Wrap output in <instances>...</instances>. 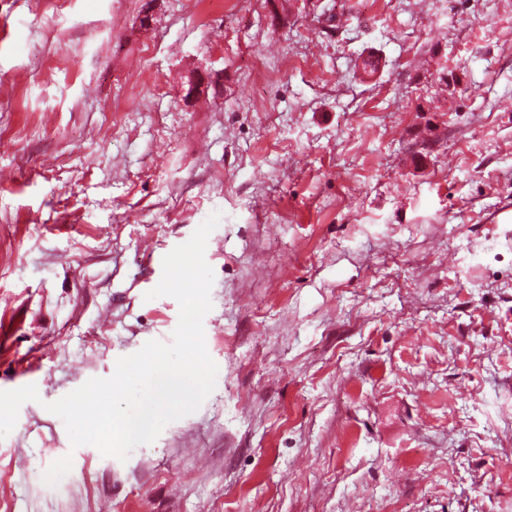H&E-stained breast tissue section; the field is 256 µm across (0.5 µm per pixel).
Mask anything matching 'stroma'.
Segmentation results:
<instances>
[{
    "label": "stroma",
    "mask_w": 512,
    "mask_h": 512,
    "mask_svg": "<svg viewBox=\"0 0 512 512\" xmlns=\"http://www.w3.org/2000/svg\"><path fill=\"white\" fill-rule=\"evenodd\" d=\"M141 6L0 0V512H512V0ZM215 211L214 390L72 447ZM213 83L211 75L204 70L190 72L182 84L183 100L186 103L192 102L198 96L208 92Z\"/></svg>",
    "instance_id": "35a3bbf8"
}]
</instances>
